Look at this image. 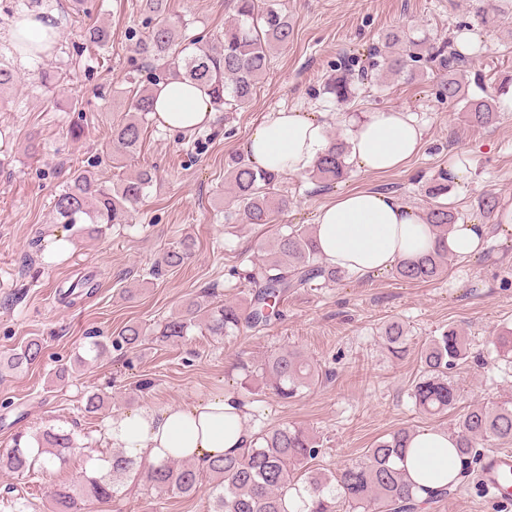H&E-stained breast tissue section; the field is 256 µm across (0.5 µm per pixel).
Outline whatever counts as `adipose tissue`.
<instances>
[{
    "label": "adipose tissue",
    "instance_id": "obj_1",
    "mask_svg": "<svg viewBox=\"0 0 512 512\" xmlns=\"http://www.w3.org/2000/svg\"><path fill=\"white\" fill-rule=\"evenodd\" d=\"M153 117L162 126L186 130L213 121L214 110L203 88L171 80L154 92ZM327 127L324 112H271L253 128L245 151L262 169L298 175L329 149ZM344 137L360 168L387 173L403 168L421 149L424 129L411 113L389 107L349 121ZM315 229L325 262L359 277L437 250L468 257L486 232L481 224H457L448 236H439L414 207L373 189L342 193L321 207ZM247 418V408L235 394L218 390L179 406L142 407L113 415L106 433L133 459L157 463L188 458L204 466L249 444ZM454 446L450 432L418 431L398 465L412 482L440 487L441 477L455 475L459 468Z\"/></svg>",
    "mask_w": 512,
    "mask_h": 512
}]
</instances>
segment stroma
<instances>
[{
    "label": "stroma",
    "mask_w": 512,
    "mask_h": 512,
    "mask_svg": "<svg viewBox=\"0 0 512 512\" xmlns=\"http://www.w3.org/2000/svg\"><path fill=\"white\" fill-rule=\"evenodd\" d=\"M90 13L70 12L55 52L39 64H17L19 81L7 92L12 108L0 112V358L28 339L42 338L44 358L24 371L0 372V451L19 431L48 426L74 431L84 452L63 467L28 476L0 475V494L30 501L28 512H50V488L77 481L88 458L111 453L107 417L83 410L87 392L103 391L110 411L176 406L223 389L239 392L241 367L281 349H295L320 371L318 384L283 401L260 389L248 401L251 432L281 424L303 427L322 444L313 465L331 474L359 461L377 439L401 428L453 430L468 407L512 400V365L501 360L496 341L512 329V224L482 214L480 200L496 196L512 203V25L484 24L472 0H281L294 37L271 60L250 107L220 112L206 129L180 132L150 122L134 157L113 159L110 128L126 107L129 72L147 84L150 66L134 51L145 32L141 0H93ZM173 18L186 36L215 38L232 11L228 0H168ZM106 24L112 41L105 49L82 51L83 32ZM403 28L436 43L469 53L460 73L469 95L496 91L500 117L476 127L464 122L463 104L436 93L435 79L379 80L368 71V50L381 46L387 32ZM354 58V102L337 108L325 93L328 78L345 58ZM43 67L68 73L55 91L35 84L32 72ZM412 112L425 126L423 147L403 169L371 174L349 165L345 181L328 187L307 175H283L279 190L291 205L275 223L241 224L228 189L227 163L241 154L253 126L281 109L342 111L357 117L376 108ZM81 121L83 134L69 129ZM97 162L112 182L149 167L155 178L130 224L96 239L76 237L56 224L53 199L70 172ZM464 168L450 182L448 202L464 224L489 230L478 251L450 258L440 280L406 282L387 270L372 276H346L328 285L288 294L280 315L261 329L241 327L224 339L193 332L176 345L146 341L133 351H108L91 359L93 336H114L125 325L152 331L207 288L218 299L243 301L250 289L247 272L265 257L260 246L278 226L311 224L321 206L359 188L395 194L418 212H426L427 190L441 171ZM64 234L70 252L52 256L55 235ZM194 241L192 259L160 275L150 270L162 254ZM91 278L95 289L71 301L63 286ZM403 323L410 344L396 359L381 345V330ZM464 328L471 359L450 378L458 403L445 416L421 412L410 397L420 376L418 352L436 331ZM70 367L59 380L60 367ZM148 390H139L141 381ZM208 491L190 497L160 495L137 479L126 481L113 505L94 503L87 512H207ZM426 512H504L476 480Z\"/></svg>",
    "instance_id": "stroma-1"
}]
</instances>
